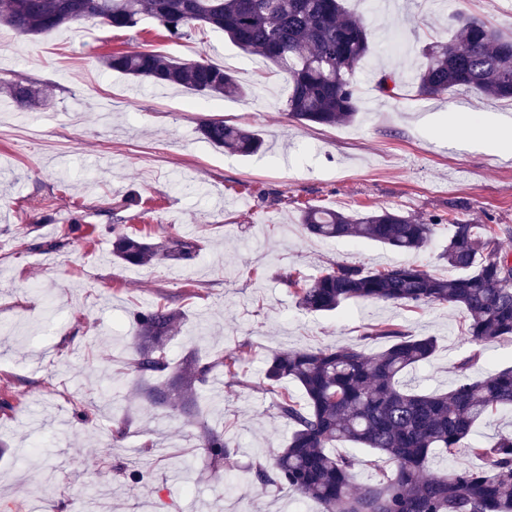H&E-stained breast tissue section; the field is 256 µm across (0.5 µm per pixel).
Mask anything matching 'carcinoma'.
Instances as JSON below:
<instances>
[{"instance_id": "carcinoma-1", "label": "carcinoma", "mask_w": 512, "mask_h": 512, "mask_svg": "<svg viewBox=\"0 0 512 512\" xmlns=\"http://www.w3.org/2000/svg\"><path fill=\"white\" fill-rule=\"evenodd\" d=\"M143 17L157 20L172 38L209 26L224 31L246 53H259L284 75L288 115L302 123L332 127L359 114L354 74L373 49L364 22L346 12L343 0H7L0 23L24 35H39L95 19L121 29ZM454 40H435L423 49L424 62L414 72L382 71L378 91L393 95L408 80L426 96L452 89H474L512 102V35L483 21L465 18ZM103 67L155 85L187 88L202 95L245 98L251 91L222 66L208 60L180 61L148 51L113 52L100 57ZM6 93L23 109L41 104L30 85L12 83ZM202 137L233 153L253 154L262 137L245 128L210 119ZM299 224L321 240L361 238L392 249L417 252L432 240L439 219L417 220L379 208L361 216L305 207ZM497 224H453L440 259L456 271L439 277L418 265L367 271L339 264L313 277L296 270L280 274L299 308L330 312L349 301H377L424 308L441 304L464 309V335L476 345L512 338V261L500 247ZM199 252L195 239L180 235L149 242L123 233L112 241V255L124 264L147 266L187 260ZM179 314L166 305L133 314L136 377L156 379L145 397L199 428L200 447L211 463L231 459L224 432L200 420L212 363L188 359L172 366L166 345ZM388 345L366 355L349 346L319 350L281 349L264 373L277 393L275 408L292 427L287 447L271 463H261L241 478L249 487H288L315 500L323 512H512V434L490 446L471 442L476 421L501 406H512V368L474 379V358L457 364L458 379L446 392L407 388L401 378L430 361L438 349L433 336H411L387 323L366 333ZM296 384L303 400L286 391ZM348 442L368 448L389 462L374 482L353 485L359 465L355 453L336 454L331 447ZM468 448L479 468L456 469L437 456Z\"/></svg>"}]
</instances>
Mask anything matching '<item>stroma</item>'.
<instances>
[{
    "mask_svg": "<svg viewBox=\"0 0 512 512\" xmlns=\"http://www.w3.org/2000/svg\"><path fill=\"white\" fill-rule=\"evenodd\" d=\"M344 4L372 34L355 89L376 109L335 127L290 119L283 74L217 29L173 40L151 18L124 29L88 20L38 36L0 27V87L21 80L48 97L22 110L0 95V504L80 512L98 490L108 512H321L290 489L250 493L239 484L291 434L263 381L273 351L346 345L372 354L385 343L366 332L395 323L438 341L432 361L403 377L407 387L447 389L468 356L475 377L512 366V339L475 348L463 310L359 301L314 314L277 279L337 263L369 271L415 263L448 275L439 255L452 210L507 227L501 242L512 253V105L465 89L432 98L412 85L389 97L374 83L379 71L419 67L423 46L456 34L459 16L511 34L512 0H396L389 11L374 0ZM113 50L210 60L266 95V106L138 83L99 63ZM208 118L258 131L266 152L242 157L208 143L199 132ZM306 206L442 222L427 248L407 254L308 237L298 222ZM70 224L76 232L62 239ZM117 230L155 240L177 233L201 249L189 260L128 266L112 257ZM159 304L182 315L167 346L173 364L241 357L237 377L214 370L202 407L231 441L224 469L206 464L197 427L136 387L131 319ZM107 389L114 405L101 397ZM122 417L127 434L114 449ZM147 444L145 465L131 451Z\"/></svg>",
    "mask_w": 512,
    "mask_h": 512,
    "instance_id": "35a3bbf8",
    "label": "stroma"
}]
</instances>
